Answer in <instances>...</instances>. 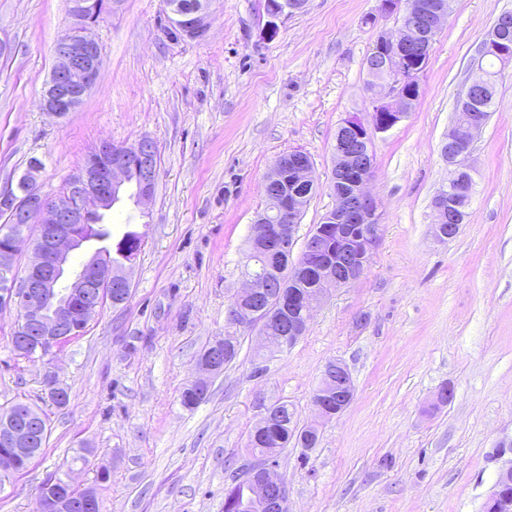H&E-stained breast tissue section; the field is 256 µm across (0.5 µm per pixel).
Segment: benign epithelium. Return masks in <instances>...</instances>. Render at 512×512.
<instances>
[{
	"instance_id": "1",
	"label": "benign epithelium",
	"mask_w": 512,
	"mask_h": 512,
	"mask_svg": "<svg viewBox=\"0 0 512 512\" xmlns=\"http://www.w3.org/2000/svg\"><path fill=\"white\" fill-rule=\"evenodd\" d=\"M303 0H265L267 22L263 37L273 38L278 22L303 9ZM413 0H379L378 15L370 16L372 25L378 18L391 15L402 17L398 33L378 31L376 49L367 59L365 68L370 81L372 112L367 116L354 113L339 123L334 144L336 184L352 186L348 193L336 192L334 226L331 234L336 241V258H328L322 245V227L306 238L300 256L315 261L321 273L320 287L306 301L304 317L288 322V336L280 344H272L265 330L259 329L260 345L265 349L292 347L304 334L312 311L330 293L358 279L364 272L365 259L371 257L380 239L378 206L367 185L374 177V141L377 135L400 123L419 97V82L407 74L428 62L435 32L447 18L442 8L433 18L405 22L413 16ZM208 2L190 11H170V22L187 31L195 40L207 33ZM99 5L88 0H70V25L55 49L56 64L51 78L41 91L44 111L63 116L75 110L96 83L103 65L102 47L93 37L92 28L99 18ZM467 87L464 100L477 98L487 84L482 69ZM485 125L475 120L465 125H453L441 152L448 159V184L436 195L433 206L436 215L434 233L440 239L454 236L457 225L446 224L464 216L472 196V183L465 162L472 153L474 137ZM158 149L149 136L131 145L102 141L92 148L79 172L67 181L60 195L47 198L40 194L37 177L41 164L32 160L19 178L16 189L0 192V200L8 206L16 231L0 238V311L13 310L22 318L26 329L34 336L14 342L16 352L33 360L56 347L63 336L75 335V322L93 314L101 302L111 299L106 288L116 282L130 283L126 270H112L108 254L98 248L79 267L71 263L72 255L94 241L89 236L94 217L112 210V199L122 188H134L139 206L147 207L153 197L158 169ZM286 167L300 183L317 187L312 176L313 164L298 150L278 158L274 168ZM303 201L295 196L283 209V223L255 224L250 244L261 245L266 254H280L293 247L296 225L293 214ZM37 225L31 242L33 257L25 278L17 282L10 276L13 257L26 242L27 226ZM246 281L226 308L227 322L233 327L263 325L262 318L272 301L288 304L298 301V294L272 287L270 271L251 262L245 264ZM321 391L313 400L321 419L345 410L354 399V385L347 366L340 360L330 362L324 370ZM21 430L0 435V469L9 471L17 461L29 460L37 449L24 447ZM500 465L487 496L486 505L493 512H512V440L497 444ZM240 494L233 502L234 512H288V485L274 474L271 466L257 463L236 479Z\"/></svg>"
}]
</instances>
